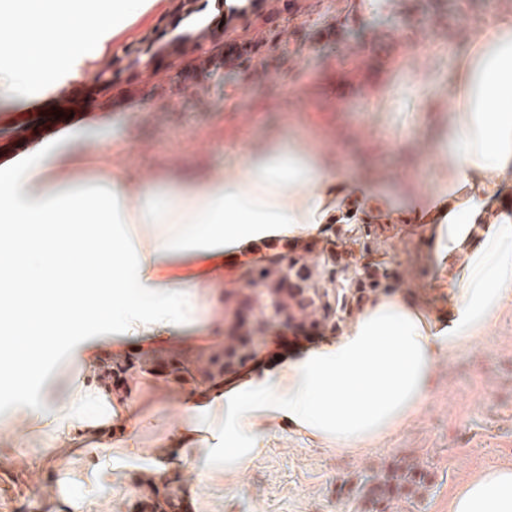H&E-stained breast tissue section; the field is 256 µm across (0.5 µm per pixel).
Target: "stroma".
I'll list each match as a JSON object with an SVG mask.
<instances>
[{
  "label": "stroma",
  "mask_w": 512,
  "mask_h": 512,
  "mask_svg": "<svg viewBox=\"0 0 512 512\" xmlns=\"http://www.w3.org/2000/svg\"><path fill=\"white\" fill-rule=\"evenodd\" d=\"M246 21L229 19L216 0H156L101 52L77 65L66 83L45 97L0 99V163L46 145L74 154L78 169L61 168L57 181L80 176L86 190L122 170L144 183L175 181L188 172L216 171L234 150L278 140L318 138L327 159L349 175H374L394 185L425 181L448 149L446 127L454 106L451 84L457 59L471 36L496 11H512V0H245ZM224 33L223 44L245 47L238 64L211 69L197 79L194 48L206 28ZM364 47L362 56L342 58L343 45ZM140 49L132 79L86 94L84 71L126 65V49ZM182 71L180 83L154 73L148 50ZM434 87V111H424L415 88ZM350 112L325 122L336 99ZM73 117H56L62 100ZM252 123L241 128L237 113ZM339 228L376 229L378 257L400 277L394 288L415 291L431 275L422 259L418 225L385 224L368 206L338 208ZM224 346L216 323L206 346L190 333L172 337L157 351L120 355L131 387L139 389L153 419L139 431L144 452L114 468L95 472L96 456L59 454L39 435H28L25 452L0 438V512H44L42 499L94 503L93 512H140L141 502L185 498L188 512H359L348 492L366 467L406 459L431 473V488L405 512H448V496L461 482L490 466L512 467V302L497 322L464 351L438 355L432 385L418 413L399 431L368 448L339 453L281 426L265 435V452L247 471L194 484L192 463L163 440L177 422L175 403L192 392L158 375H147L153 359H180L190 371L204 367ZM40 371L27 387L0 396V418L19 406L38 407L46 392L66 400L84 374L71 357L38 350Z\"/></svg>",
  "instance_id": "35a3bbf8"
}]
</instances>
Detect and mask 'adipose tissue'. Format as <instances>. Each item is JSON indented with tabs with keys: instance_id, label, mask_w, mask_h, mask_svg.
<instances>
[{
	"instance_id": "adipose-tissue-1",
	"label": "adipose tissue",
	"mask_w": 512,
	"mask_h": 512,
	"mask_svg": "<svg viewBox=\"0 0 512 512\" xmlns=\"http://www.w3.org/2000/svg\"><path fill=\"white\" fill-rule=\"evenodd\" d=\"M152 0H0L15 16L1 34L15 50L0 66V91L17 98L52 92L72 68L92 58ZM61 25L56 46L33 31ZM457 108L448 130V163L429 185L398 188L373 177L349 178L331 167L314 143L248 150L215 175L183 177L156 194L113 171L93 194L43 188L59 168L76 166L66 152L40 147L21 166L0 165V267L13 277L0 292V329L13 343L0 356V376L24 384L32 339H44L48 311L72 327L91 325L75 355L86 369L65 404L29 410L30 430L52 446L86 448L102 434L101 404L122 420L120 456L141 454L138 429L148 422L137 394L113 396L96 375L102 347L133 336L158 349L184 330L207 337L206 319L221 311L231 257L277 239H317L333 223L344 191L385 206L391 221L426 210L424 261L435 277L419 292L370 298L341 335L324 338L273 368L212 384L179 405L173 447L196 456L210 478L245 471L264 450L272 424L327 447L353 452L400 430L427 396L436 354H456L495 323L512 301V216L499 217L497 194L512 182V12L478 29L455 69ZM141 199L137 211L125 206ZM101 229L95 254L75 223ZM71 231L46 236L50 224ZM448 299L450 321L439 320L433 288ZM448 512H512V468H489L462 482Z\"/></svg>"
}]
</instances>
